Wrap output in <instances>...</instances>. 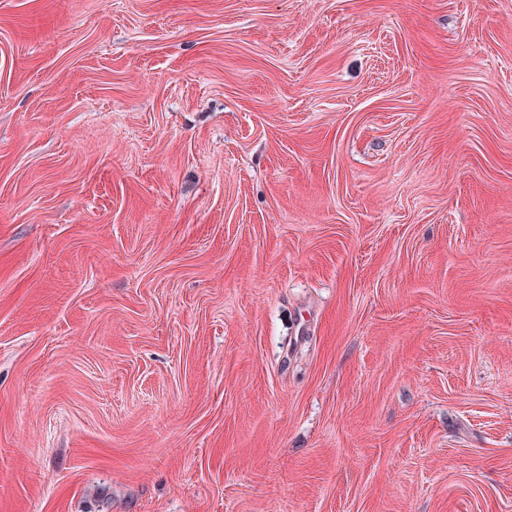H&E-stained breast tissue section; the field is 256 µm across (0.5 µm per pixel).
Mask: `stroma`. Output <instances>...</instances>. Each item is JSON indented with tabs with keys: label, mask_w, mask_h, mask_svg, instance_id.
Masks as SVG:
<instances>
[{
	"label": "stroma",
	"mask_w": 512,
	"mask_h": 512,
	"mask_svg": "<svg viewBox=\"0 0 512 512\" xmlns=\"http://www.w3.org/2000/svg\"><path fill=\"white\" fill-rule=\"evenodd\" d=\"M0 512H512V0H0Z\"/></svg>",
	"instance_id": "obj_1"
}]
</instances>
